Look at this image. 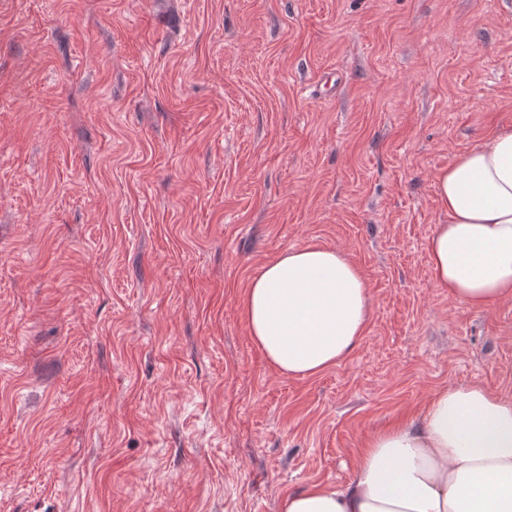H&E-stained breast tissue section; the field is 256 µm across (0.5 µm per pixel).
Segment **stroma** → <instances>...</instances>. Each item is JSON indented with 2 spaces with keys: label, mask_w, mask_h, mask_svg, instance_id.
<instances>
[{
  "label": "stroma",
  "mask_w": 512,
  "mask_h": 512,
  "mask_svg": "<svg viewBox=\"0 0 512 512\" xmlns=\"http://www.w3.org/2000/svg\"><path fill=\"white\" fill-rule=\"evenodd\" d=\"M512 127V0H0V512H279L445 386L512 400V300L432 280L435 176ZM350 255L305 378L260 266ZM241 305L255 346L285 377L317 375L347 357L371 316L367 283L352 258L306 245L262 266Z\"/></svg>",
  "instance_id": "obj_1"
}]
</instances>
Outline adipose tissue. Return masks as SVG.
<instances>
[{"mask_svg":"<svg viewBox=\"0 0 512 512\" xmlns=\"http://www.w3.org/2000/svg\"><path fill=\"white\" fill-rule=\"evenodd\" d=\"M444 221L429 238L435 283L464 305L512 299V128L458 155L435 179ZM241 305L255 346L285 377L347 357L371 316L352 258L306 245L262 266ZM280 512H512V400L474 383L439 389L417 420L376 431L343 487L314 484Z\"/></svg>","mask_w":512,"mask_h":512,"instance_id":"adipose-tissue-1","label":"adipose tissue"}]
</instances>
